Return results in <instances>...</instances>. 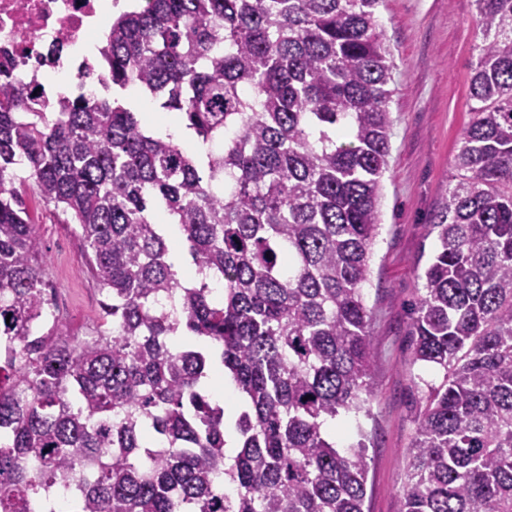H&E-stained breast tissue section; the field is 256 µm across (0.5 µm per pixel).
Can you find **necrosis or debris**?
<instances>
[{
  "label": "necrosis or debris",
  "mask_w": 512,
  "mask_h": 512,
  "mask_svg": "<svg viewBox=\"0 0 512 512\" xmlns=\"http://www.w3.org/2000/svg\"><path fill=\"white\" fill-rule=\"evenodd\" d=\"M118 0H0V64L41 98L93 97L105 91L104 68L91 67L81 49L106 32Z\"/></svg>",
  "instance_id": "obj_1"
}]
</instances>
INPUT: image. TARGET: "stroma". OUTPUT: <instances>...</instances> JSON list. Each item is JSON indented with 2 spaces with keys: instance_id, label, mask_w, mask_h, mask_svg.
I'll use <instances>...</instances> for the list:
<instances>
[{
  "instance_id": "1",
  "label": "stroma",
  "mask_w": 512,
  "mask_h": 512,
  "mask_svg": "<svg viewBox=\"0 0 512 512\" xmlns=\"http://www.w3.org/2000/svg\"><path fill=\"white\" fill-rule=\"evenodd\" d=\"M474 0H384L379 9L391 47L393 96L388 168L379 204L381 233L373 250L366 300L376 352L371 415L328 425L339 449L365 443L370 469L367 512H402L408 449L421 371L411 362L410 305L425 258L436 248L425 226L441 203L460 135L469 121V81L477 30ZM24 199L42 246L49 288L61 301L68 333L92 335L101 296L77 225L25 187Z\"/></svg>"
}]
</instances>
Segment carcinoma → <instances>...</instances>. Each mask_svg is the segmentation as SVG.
Instances as JSON below:
<instances>
[{"mask_svg":"<svg viewBox=\"0 0 512 512\" xmlns=\"http://www.w3.org/2000/svg\"><path fill=\"white\" fill-rule=\"evenodd\" d=\"M381 4L145 0L100 51L111 87L56 112L0 69V512H54L61 482L70 512H365L364 443L326 426L375 390ZM474 4L470 120L411 305L412 362L441 378L415 384L403 512H512V0ZM131 88L200 150L151 132ZM28 181L80 228L96 336L37 333ZM216 363L243 398L232 436L202 386Z\"/></svg>","mask_w":512,"mask_h":512,"instance_id":"cac0c4a2","label":"carcinoma"}]
</instances>
